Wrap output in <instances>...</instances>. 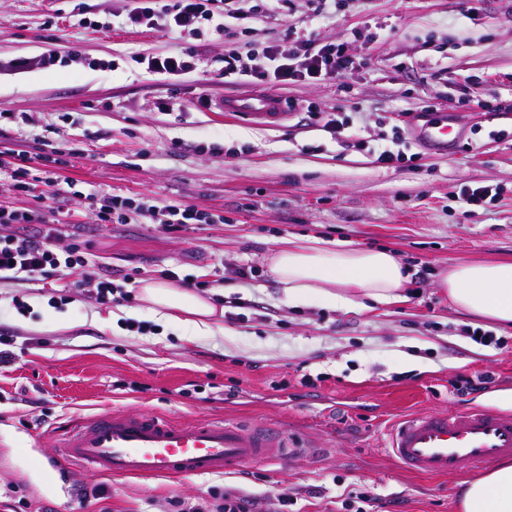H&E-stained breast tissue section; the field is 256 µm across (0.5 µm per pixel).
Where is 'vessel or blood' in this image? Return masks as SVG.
I'll return each mask as SVG.
<instances>
[{
    "mask_svg": "<svg viewBox=\"0 0 512 512\" xmlns=\"http://www.w3.org/2000/svg\"><path fill=\"white\" fill-rule=\"evenodd\" d=\"M220 107L268 126L285 117L283 99L272 92L227 98ZM460 139L453 122L435 114L426 116L415 134L418 144L443 152L454 150ZM389 441L391 458L407 471L462 476L512 457V412L485 407L421 412L395 424ZM288 458V443L274 424L177 422L152 412L103 411L72 426L41 463L58 475L80 467L110 478H188Z\"/></svg>",
    "mask_w": 512,
    "mask_h": 512,
    "instance_id": "obj_1",
    "label": "vessel or blood"
}]
</instances>
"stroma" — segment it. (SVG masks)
I'll return each instance as SVG.
<instances>
[{
    "mask_svg": "<svg viewBox=\"0 0 512 512\" xmlns=\"http://www.w3.org/2000/svg\"><path fill=\"white\" fill-rule=\"evenodd\" d=\"M126 8L0 0V109L14 114L0 121V151L24 145L74 182L75 194L50 202L55 244H78L87 259L62 281H0V331L15 354L0 368V512H213L227 492L264 512H343L350 492L368 496L367 512H456L458 479L409 473L387 445L403 416L460 408L451 386L460 375L492 373L469 403L512 410V332L455 309L438 286L450 265L512 259V111L497 108L512 100V0H343L320 18L308 0H286L262 20L226 19L196 70L174 78L142 60L182 41L126 25ZM295 30L321 42L346 36L355 69L276 87L289 112L278 127L221 112L225 97L259 91L225 83V53L284 49ZM51 49L65 53L53 69H15ZM430 112L458 121L455 151L415 144L416 117ZM333 113L345 123L329 132ZM383 149L404 161L381 166ZM479 185L504 193L466 206L460 192ZM90 194L191 205L212 221L173 234L136 216L101 224ZM291 236L417 262L409 302L289 306L269 264ZM245 264L255 277L240 279ZM115 269L132 276L126 295L99 303L90 280ZM164 269L219 309L218 328L190 336L158 321L138 287ZM117 306L126 317L113 319ZM476 328L501 345L472 341ZM305 375L317 387L301 386ZM109 409L275 422L296 449L285 462L185 479L75 472L64 481L83 493L69 502L35 460L74 421Z\"/></svg>",
    "mask_w": 512,
    "mask_h": 512,
    "instance_id": "35a3bbf8",
    "label": "stroma"
}]
</instances>
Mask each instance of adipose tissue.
Masks as SVG:
<instances>
[{
    "mask_svg": "<svg viewBox=\"0 0 512 512\" xmlns=\"http://www.w3.org/2000/svg\"><path fill=\"white\" fill-rule=\"evenodd\" d=\"M270 271L294 306L321 301L350 308L361 299L390 305L407 300L411 286L409 270L385 247L326 248L286 239L276 249ZM439 285L457 309L512 329V260L449 266ZM140 295L168 323L198 335L211 332L216 309L195 294L147 282ZM456 506L458 512H512V462H501L467 482L456 494Z\"/></svg>",
    "mask_w": 512,
    "mask_h": 512,
    "instance_id": "adipose-tissue-1",
    "label": "adipose tissue"
}]
</instances>
